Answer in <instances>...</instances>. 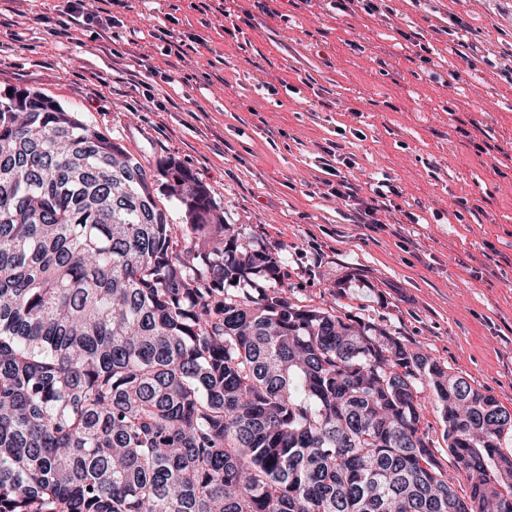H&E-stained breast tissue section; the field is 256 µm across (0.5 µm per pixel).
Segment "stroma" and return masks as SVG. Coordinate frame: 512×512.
Here are the masks:
<instances>
[{"label":"stroma","mask_w":512,"mask_h":512,"mask_svg":"<svg viewBox=\"0 0 512 512\" xmlns=\"http://www.w3.org/2000/svg\"><path fill=\"white\" fill-rule=\"evenodd\" d=\"M385 4L405 37L326 0H86L83 24L66 0H0V93L37 89L118 138L180 224L176 158L280 257L292 300L387 328L512 410V81L484 64L512 55V0ZM427 48L458 80L427 75ZM333 143L361 199L374 173L396 187L379 223L336 198Z\"/></svg>","instance_id":"1"}]
</instances>
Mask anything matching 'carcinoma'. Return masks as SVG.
Returning <instances> with one entry per match:
<instances>
[{"mask_svg": "<svg viewBox=\"0 0 512 512\" xmlns=\"http://www.w3.org/2000/svg\"><path fill=\"white\" fill-rule=\"evenodd\" d=\"M161 171L182 246L115 138L0 95V512H512V411L288 300L276 257ZM428 392L429 391L427 390L422 394V397L424 398L423 399L424 405H425V410H424V416L426 419L425 427L426 428L429 427L430 436H432V438L434 440L438 439L440 444L443 447H445V444L442 439L444 425L442 423V420H441L439 414L436 412V408L433 404L432 398L430 399L428 397Z\"/></svg>", "mask_w": 512, "mask_h": 512, "instance_id": "obj_1", "label": "carcinoma"}]
</instances>
